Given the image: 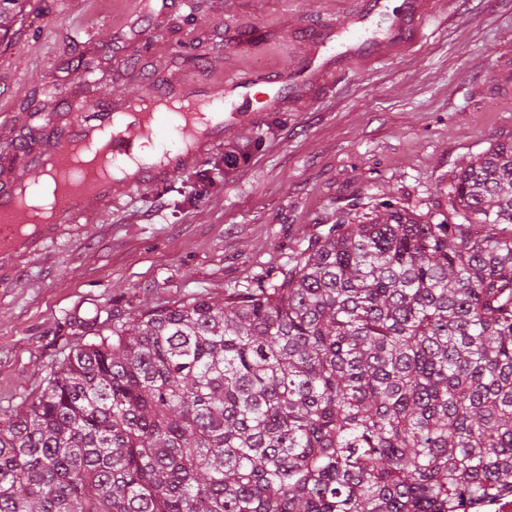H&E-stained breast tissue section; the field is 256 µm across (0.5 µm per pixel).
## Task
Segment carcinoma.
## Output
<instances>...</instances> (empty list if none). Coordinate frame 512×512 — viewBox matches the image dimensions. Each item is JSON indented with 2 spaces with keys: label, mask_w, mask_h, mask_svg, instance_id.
<instances>
[{
  "label": "carcinoma",
  "mask_w": 512,
  "mask_h": 512,
  "mask_svg": "<svg viewBox=\"0 0 512 512\" xmlns=\"http://www.w3.org/2000/svg\"><path fill=\"white\" fill-rule=\"evenodd\" d=\"M273 280L73 351L0 420V512H474L512 493V141ZM481 225L475 232L472 226Z\"/></svg>",
  "instance_id": "obj_1"
}]
</instances>
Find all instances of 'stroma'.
<instances>
[{"label": "stroma", "mask_w": 512, "mask_h": 512, "mask_svg": "<svg viewBox=\"0 0 512 512\" xmlns=\"http://www.w3.org/2000/svg\"><path fill=\"white\" fill-rule=\"evenodd\" d=\"M429 22L394 38L410 0H28L0 31V178L31 177L16 149L44 86L120 109L133 96L206 98L225 74L326 60L349 27L373 42L297 89L160 187L113 188L39 258L0 266V417L26 412L49 376L123 317L273 278L352 209L391 203L433 221L454 174L512 139V0H424ZM103 73L85 89L78 63ZM238 162L228 165L225 154Z\"/></svg>", "instance_id": "stroma-1"}]
</instances>
